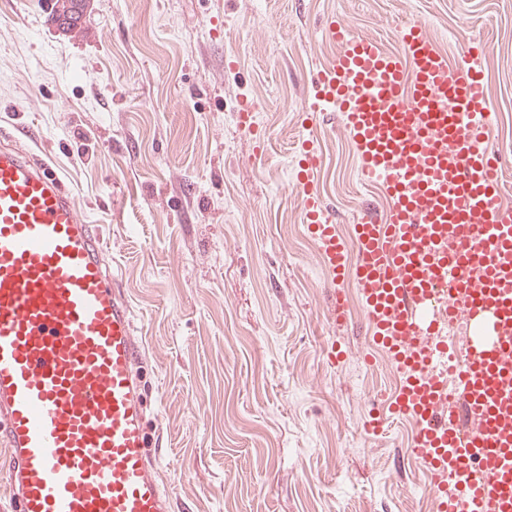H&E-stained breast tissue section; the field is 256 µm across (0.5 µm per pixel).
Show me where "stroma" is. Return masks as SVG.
Listing matches in <instances>:
<instances>
[{
  "instance_id": "stroma-1",
  "label": "stroma",
  "mask_w": 512,
  "mask_h": 512,
  "mask_svg": "<svg viewBox=\"0 0 512 512\" xmlns=\"http://www.w3.org/2000/svg\"><path fill=\"white\" fill-rule=\"evenodd\" d=\"M50 2L0 0V145L49 162L102 235L173 512H434L410 425L361 430L399 377L364 362L358 295L331 320L291 173L310 138L340 229L387 210L338 113H305L332 21L391 51L423 23L459 64L484 44L488 143L512 162V0H92L67 35ZM242 98L265 155L237 125Z\"/></svg>"
}]
</instances>
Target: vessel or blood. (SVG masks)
Returning a JSON list of instances; mask_svg holds the SVG:
<instances>
[{
	"label": "vessel or blood",
	"instance_id": "b4317fda",
	"mask_svg": "<svg viewBox=\"0 0 512 512\" xmlns=\"http://www.w3.org/2000/svg\"><path fill=\"white\" fill-rule=\"evenodd\" d=\"M337 53L307 109L339 112L364 181L389 209L351 236L316 191L322 157L301 143L293 183L348 320L357 291L400 384L369 434L412 423L438 512H512V210L486 141L483 51L450 63L422 23L399 50L333 25ZM474 326L456 338V321ZM131 305L74 194L44 162L0 148V492L11 512H171L147 429ZM456 401H449V391Z\"/></svg>",
	"mask_w": 512,
	"mask_h": 512
}]
</instances>
